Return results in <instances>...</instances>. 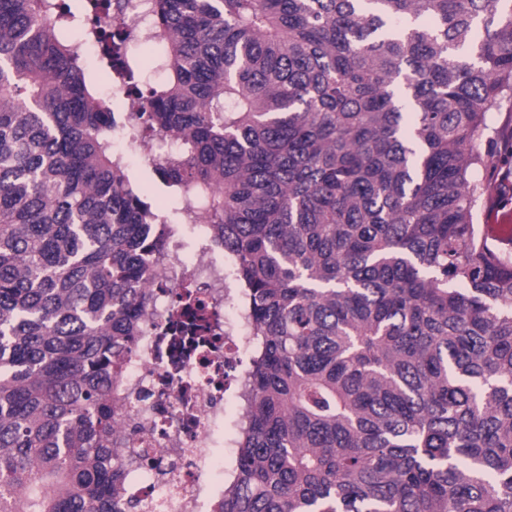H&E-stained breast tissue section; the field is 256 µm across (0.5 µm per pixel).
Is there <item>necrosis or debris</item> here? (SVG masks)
Listing matches in <instances>:
<instances>
[{"label": "necrosis or debris", "mask_w": 512, "mask_h": 512, "mask_svg": "<svg viewBox=\"0 0 512 512\" xmlns=\"http://www.w3.org/2000/svg\"><path fill=\"white\" fill-rule=\"evenodd\" d=\"M119 3L112 19L135 42L155 40L145 0ZM114 143L121 156L151 166L171 153L133 112ZM212 238L205 214L195 213L164 251L147 259L152 301L122 372L126 408L115 458L137 512H215L237 478L256 338L234 258ZM188 306L206 323L204 342L178 330Z\"/></svg>", "instance_id": "obj_1"}]
</instances>
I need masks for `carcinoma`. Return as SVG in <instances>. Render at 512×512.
Returning a JSON list of instances; mask_svg holds the SVG:
<instances>
[{
    "label": "carcinoma",
    "mask_w": 512,
    "mask_h": 512,
    "mask_svg": "<svg viewBox=\"0 0 512 512\" xmlns=\"http://www.w3.org/2000/svg\"><path fill=\"white\" fill-rule=\"evenodd\" d=\"M0 0V512H133L120 375L170 220L113 149L122 74L155 170L236 257L259 349L218 512H512V255L473 223L512 115L501 0H150L165 82L109 0Z\"/></svg>",
    "instance_id": "carcinoma-1"
}]
</instances>
